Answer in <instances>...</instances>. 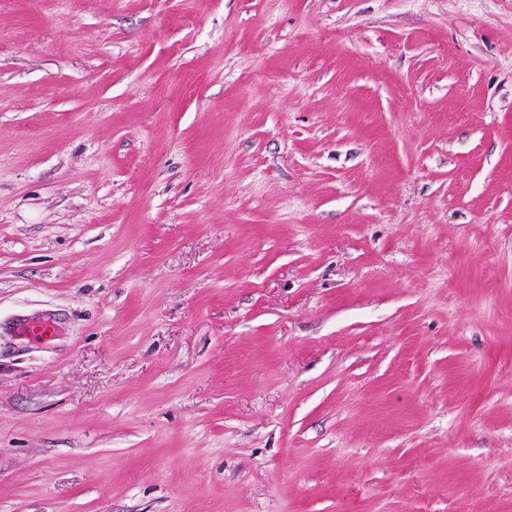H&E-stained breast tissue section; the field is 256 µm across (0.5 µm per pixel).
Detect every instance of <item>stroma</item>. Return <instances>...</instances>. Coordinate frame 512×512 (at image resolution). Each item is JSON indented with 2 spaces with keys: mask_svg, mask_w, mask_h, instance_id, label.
<instances>
[{
  "mask_svg": "<svg viewBox=\"0 0 512 512\" xmlns=\"http://www.w3.org/2000/svg\"><path fill=\"white\" fill-rule=\"evenodd\" d=\"M0 512H512V0H0Z\"/></svg>",
  "mask_w": 512,
  "mask_h": 512,
  "instance_id": "35a3bbf8",
  "label": "stroma"
}]
</instances>
